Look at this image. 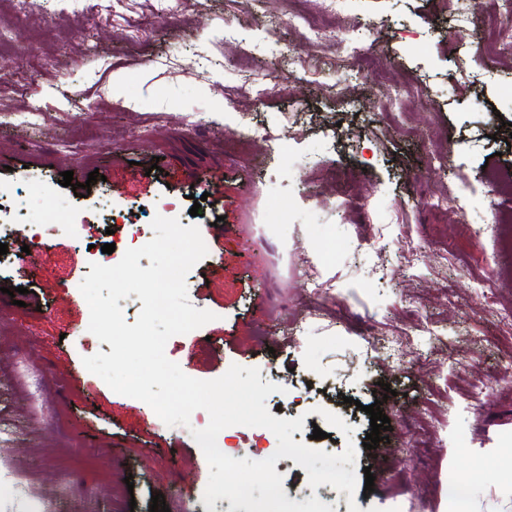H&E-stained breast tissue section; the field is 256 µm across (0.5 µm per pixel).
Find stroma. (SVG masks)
<instances>
[{
	"mask_svg": "<svg viewBox=\"0 0 512 512\" xmlns=\"http://www.w3.org/2000/svg\"><path fill=\"white\" fill-rule=\"evenodd\" d=\"M321 0H58L15 11L0 0V192L5 221L43 220L79 205L61 172L109 200L74 236L39 249L51 275L29 271L8 242L0 263V404L18 427L17 465L37 487L74 467L75 498L96 489L99 512L206 507L209 466L192 435L167 426L143 401L112 391L83 364L110 353L81 334L90 316L71 282L90 273L89 248H138L132 224L154 216L199 227L207 255L187 274L191 304L214 321L171 337L167 354L188 376L255 367L287 380L266 407L302 418L294 441L331 454L356 447L372 493L310 487L291 458L278 459L289 501L318 498L333 512H451L449 481L481 465L497 512V460L484 451L512 437V360L490 331L512 308V58L475 71L449 38L484 43L466 4L445 0H346L336 32L358 31V56L336 63V44L308 41ZM248 55L250 74L234 69ZM278 74L269 95L246 77ZM423 97H416V89ZM41 113L38 124L24 115ZM203 125L179 144L187 117ZM266 127L267 140L245 135ZM160 164L159 176L149 175ZM208 201L191 216L192 187ZM442 198L424 207V194ZM469 222H462L463 211ZM410 233L418 258L402 246ZM24 287L23 306L8 291ZM46 374L43 405L29 384ZM389 441L367 450L365 406L377 383ZM339 415L351 435L326 428ZM230 457L274 456L266 428L226 429ZM132 483H125V476Z\"/></svg>",
	"mask_w": 512,
	"mask_h": 512,
	"instance_id": "stroma-1",
	"label": "stroma"
}]
</instances>
